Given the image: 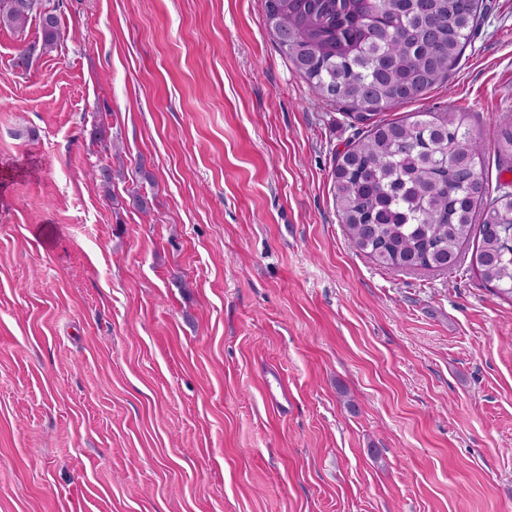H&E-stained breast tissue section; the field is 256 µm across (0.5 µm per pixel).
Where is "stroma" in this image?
Segmentation results:
<instances>
[{"instance_id":"1","label":"stroma","mask_w":512,"mask_h":512,"mask_svg":"<svg viewBox=\"0 0 512 512\" xmlns=\"http://www.w3.org/2000/svg\"><path fill=\"white\" fill-rule=\"evenodd\" d=\"M484 3L448 80L382 117L465 112L512 181V0ZM58 14L25 71L38 22L0 27V512H512V301L473 244L408 271L349 240L333 170L361 126L263 0Z\"/></svg>"}]
</instances>
